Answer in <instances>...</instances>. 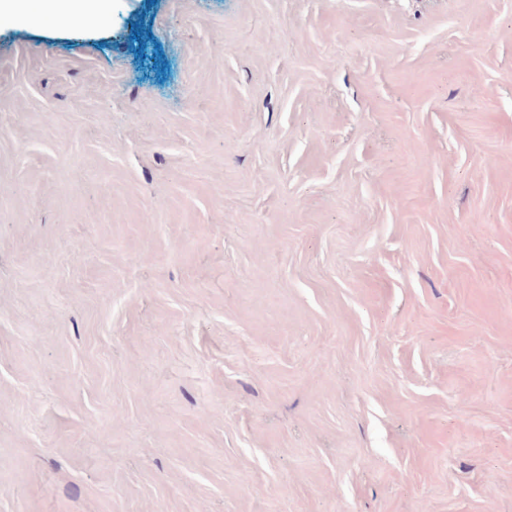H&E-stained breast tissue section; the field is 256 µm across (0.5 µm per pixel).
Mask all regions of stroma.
Masks as SVG:
<instances>
[{
	"label": "stroma",
	"instance_id": "1",
	"mask_svg": "<svg viewBox=\"0 0 512 512\" xmlns=\"http://www.w3.org/2000/svg\"><path fill=\"white\" fill-rule=\"evenodd\" d=\"M100 5L0 20V512H512V0Z\"/></svg>",
	"mask_w": 512,
	"mask_h": 512
}]
</instances>
